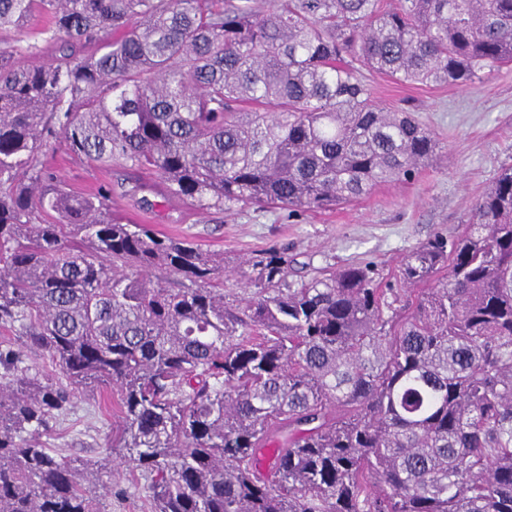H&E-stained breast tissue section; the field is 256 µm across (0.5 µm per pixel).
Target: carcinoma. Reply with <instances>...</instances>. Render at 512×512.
Here are the masks:
<instances>
[{"label": "carcinoma", "instance_id": "obj_1", "mask_svg": "<svg viewBox=\"0 0 512 512\" xmlns=\"http://www.w3.org/2000/svg\"><path fill=\"white\" fill-rule=\"evenodd\" d=\"M36 11L58 56L0 53V324L64 381L0 349V512H109L101 461L40 445L95 384L154 512H512L511 166L400 291L290 281L270 247L232 303L224 256L42 160H121L203 211L353 204L438 156L362 70L472 82L512 63V0H0V30Z\"/></svg>", "mask_w": 512, "mask_h": 512}]
</instances>
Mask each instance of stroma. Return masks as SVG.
<instances>
[{
	"instance_id": "obj_1",
	"label": "stroma",
	"mask_w": 512,
	"mask_h": 512,
	"mask_svg": "<svg viewBox=\"0 0 512 512\" xmlns=\"http://www.w3.org/2000/svg\"><path fill=\"white\" fill-rule=\"evenodd\" d=\"M46 25V18L36 13L23 26L0 30V49L19 51L35 41L40 59H49L53 47L39 37ZM364 80L374 103L412 113L431 130L441 154L413 180L379 185L349 206L296 214L256 208L205 212L166 195L155 174L141 175L143 188L133 193L120 164L108 168L60 148L46 161L70 192L111 186L110 214L223 254L229 265L224 274L227 294H244L233 264L272 246L287 249L295 279L357 263L372 265L390 282L413 248L437 234L457 235L501 168L512 166V64L466 85L401 84L372 71L365 72ZM118 422L111 390L80 392L45 443L76 460L105 461L101 484L110 512H152L146 478L117 471L109 463L112 428Z\"/></svg>"
}]
</instances>
